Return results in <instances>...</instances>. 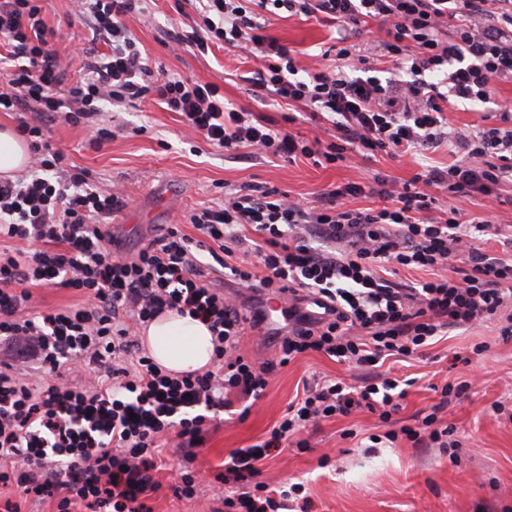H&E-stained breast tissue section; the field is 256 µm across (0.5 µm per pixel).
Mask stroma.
<instances>
[{"mask_svg": "<svg viewBox=\"0 0 512 512\" xmlns=\"http://www.w3.org/2000/svg\"><path fill=\"white\" fill-rule=\"evenodd\" d=\"M41 6L46 24L61 33L57 49L69 79H76L82 61L74 46L91 40L88 21L75 13L72 0H41ZM145 6L143 16L130 22L129 28L157 77L178 75L217 83L225 99L235 105L250 108L275 125H287L305 138L319 135L318 125L303 108L280 107L253 95L249 79L259 67L255 60L221 46L205 56L168 50L169 35L197 18L190 0H146ZM267 25L269 34L304 62L334 45L339 32L338 27L299 16L272 15ZM502 102L512 103V82H494L490 103L459 102L449 123L481 129ZM289 113L294 123L284 122ZM31 118L47 127L52 144L87 169L94 184L124 189L126 206L113 222L128 252L136 250L143 237L169 224L193 234L184 214L223 204L228 189L261 184L310 207L332 185L363 182L377 173L401 183L422 166L443 168L454 159L447 147L424 157L413 153L394 159L356 157L327 167L303 157L286 163L247 149L228 155L207 145L179 114L151 102L118 109L104 106L98 123L112 129L114 136L99 150L89 146L84 127L42 112L32 113ZM502 199L490 214L498 235L482 237L477 245L486 253L510 256L512 246L506 239L512 235V183L504 185ZM500 327V322L488 320L450 329L422 355L399 362L389 359L367 372L315 352L277 368L265 396L245 416L215 417L196 459L164 451L162 488L154 497V512H219L224 486L214 481V474L223 471L232 450L264 440L305 386L335 378L357 386L365 377L381 375L412 382L389 426H381L377 415L365 410L309 425L301 433L309 449L288 447L263 460L260 481L276 489L301 484L311 500V512H512V338L503 339ZM477 345L482 353H474ZM463 381L471 382V389L441 412L443 422L454 427L462 443L457 451L405 439L390 447H371L370 436L416 426L439 404V386ZM497 402L504 405V412H494ZM185 464L205 471L191 499L173 492L176 472Z\"/></svg>", "mask_w": 512, "mask_h": 512, "instance_id": "35a3bbf8", "label": "stroma"}]
</instances>
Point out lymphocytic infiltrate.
Segmentation results:
<instances>
[{
    "label": "lymphocytic infiltrate",
    "mask_w": 512,
    "mask_h": 512,
    "mask_svg": "<svg viewBox=\"0 0 512 512\" xmlns=\"http://www.w3.org/2000/svg\"><path fill=\"white\" fill-rule=\"evenodd\" d=\"M74 4L104 51L68 86L52 46L58 33L39 0H0V42L10 63L0 77V112L13 113L31 150L27 173L0 181V342L20 347L35 364L22 377L0 362V488L50 500L55 512H153L148 500L161 487V448L199 447L211 415L238 403L251 408L272 370L242 356L246 331L260 318L245 316L240 295L210 280L214 263L260 295L287 294L284 365L317 352L372 367L420 353L448 329L501 315L503 335H512V258L474 245L490 231L489 211L512 182V127L471 132L451 128L447 117L457 102L489 103L494 82H512V0H195L199 21L172 37V49L205 53L220 44L258 60L255 95L309 109L323 132L311 140L234 107L216 83L155 78L128 29L144 0ZM277 11L333 25L378 22L385 32L380 55L398 77L302 64L267 32L266 17ZM404 71L410 79H401ZM426 72L431 80H423ZM148 99L229 153L248 148L317 166L351 154L395 157L444 146L459 157L402 183L378 174L369 187L334 186L309 209L277 189L246 185L222 205L190 211L194 235L173 225L127 256L108 223L126 205L123 191L98 188L28 115L59 114L86 126L98 148L112 138L93 121L102 103ZM442 184L452 195L479 199L480 212L451 208L437 216L429 189ZM367 194L384 207L348 208V199ZM246 226L257 236L252 269L233 261ZM391 265L430 277L407 286L386 278ZM37 288L72 289L81 301L38 310ZM166 311L208 325L211 369L178 376L140 349L137 328ZM73 372L88 378L73 382ZM406 395L389 377L358 387L327 379L308 389L264 440L231 452L224 479L241 492L224 498L225 512H280L301 487L268 495L256 481L259 462L322 419L365 408L389 421Z\"/></svg>",
    "instance_id": "f902f5d3"
}]
</instances>
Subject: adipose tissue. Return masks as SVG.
I'll return each mask as SVG.
<instances>
[{"label": "adipose tissue", "instance_id": "ef3b65f1", "mask_svg": "<svg viewBox=\"0 0 512 512\" xmlns=\"http://www.w3.org/2000/svg\"><path fill=\"white\" fill-rule=\"evenodd\" d=\"M143 341L154 361L175 373L206 368L213 359L207 326L174 311L152 320L143 332Z\"/></svg>", "mask_w": 512, "mask_h": 512}]
</instances>
